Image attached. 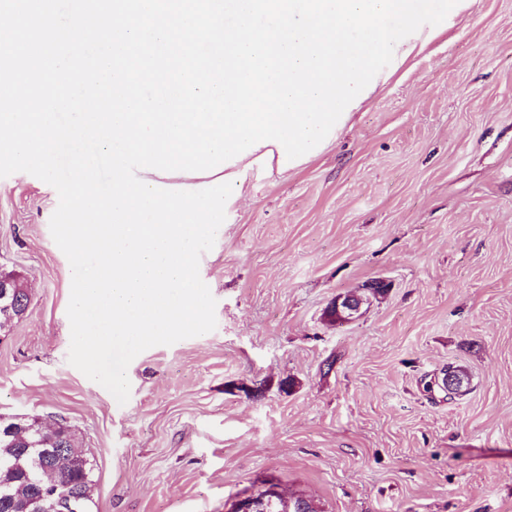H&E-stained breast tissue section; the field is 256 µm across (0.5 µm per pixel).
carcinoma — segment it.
<instances>
[{"mask_svg":"<svg viewBox=\"0 0 512 512\" xmlns=\"http://www.w3.org/2000/svg\"><path fill=\"white\" fill-rule=\"evenodd\" d=\"M11 282L12 302L0 306V331L21 319L30 296L24 282L13 272L0 270ZM47 466L59 472L54 498L72 499L70 512H92V464L76 432L69 425L51 432L37 420L14 415L0 426V512H22L24 505L43 488ZM266 512H317L313 504L296 497L265 507Z\"/></svg>","mask_w":512,"mask_h":512,"instance_id":"cac0c4a2","label":"carcinoma"}]
</instances>
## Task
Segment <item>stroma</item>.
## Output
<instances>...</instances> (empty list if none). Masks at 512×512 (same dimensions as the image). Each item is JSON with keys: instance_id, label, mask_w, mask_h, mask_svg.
Returning <instances> with one entry per match:
<instances>
[{"instance_id": "obj_1", "label": "stroma", "mask_w": 512, "mask_h": 512, "mask_svg": "<svg viewBox=\"0 0 512 512\" xmlns=\"http://www.w3.org/2000/svg\"><path fill=\"white\" fill-rule=\"evenodd\" d=\"M244 187L199 262L215 329L139 354L122 405L68 361L57 191L0 178V270L30 295L0 415L75 429L93 512L272 485L318 512H512V0H470L324 153ZM347 293L359 315L330 322ZM451 364L469 392L426 391Z\"/></svg>"}]
</instances>
